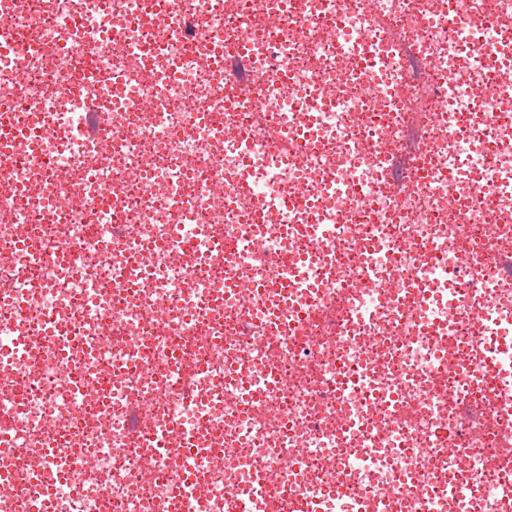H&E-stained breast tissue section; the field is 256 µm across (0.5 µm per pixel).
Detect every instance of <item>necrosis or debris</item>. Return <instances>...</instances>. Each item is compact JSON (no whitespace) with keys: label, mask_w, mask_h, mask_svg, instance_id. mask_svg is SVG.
Instances as JSON below:
<instances>
[{"label":"necrosis or debris","mask_w":512,"mask_h":512,"mask_svg":"<svg viewBox=\"0 0 512 512\" xmlns=\"http://www.w3.org/2000/svg\"><path fill=\"white\" fill-rule=\"evenodd\" d=\"M1 28L36 146L0 152V512H512V350L475 368L512 335V85L479 114L511 35L448 0H0Z\"/></svg>","instance_id":"necrosis-or-debris-1"}]
</instances>
